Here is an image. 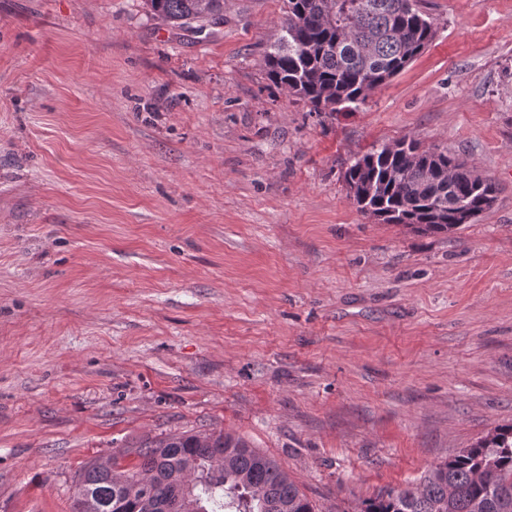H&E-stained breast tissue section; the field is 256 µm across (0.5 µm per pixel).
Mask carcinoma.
Here are the masks:
<instances>
[{
  "label": "carcinoma",
  "instance_id": "obj_1",
  "mask_svg": "<svg viewBox=\"0 0 512 512\" xmlns=\"http://www.w3.org/2000/svg\"><path fill=\"white\" fill-rule=\"evenodd\" d=\"M153 18L193 34L224 24V0H145ZM435 35L417 0H287L279 35L264 54L268 80L311 111L354 112ZM344 180L359 209L422 234L475 223L497 193L489 178L415 139L357 156ZM88 462L72 512H163L177 495L184 512H315L273 459L222 431L168 434L124 454ZM360 512H512V425L497 426L448 455L418 481L366 499Z\"/></svg>",
  "mask_w": 512,
  "mask_h": 512
}]
</instances>
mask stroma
I'll return each instance as SVG.
<instances>
[{
  "instance_id": "obj_1",
  "label": "stroma",
  "mask_w": 512,
  "mask_h": 512,
  "mask_svg": "<svg viewBox=\"0 0 512 512\" xmlns=\"http://www.w3.org/2000/svg\"><path fill=\"white\" fill-rule=\"evenodd\" d=\"M432 43L355 112L271 84L284 0L183 36L143 0H0V512L83 466L242 436L359 512L512 424V0H419ZM405 137L495 182L456 233L361 212Z\"/></svg>"
}]
</instances>
